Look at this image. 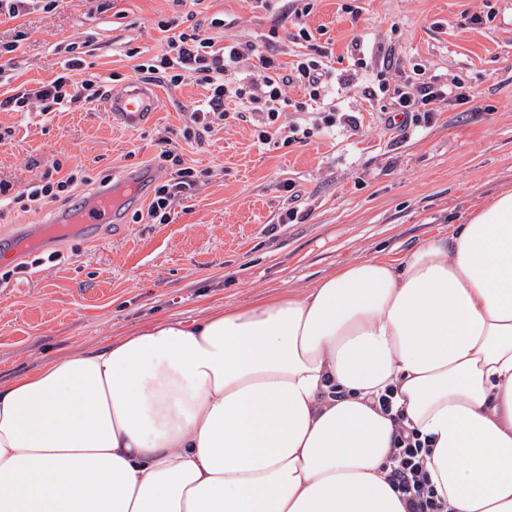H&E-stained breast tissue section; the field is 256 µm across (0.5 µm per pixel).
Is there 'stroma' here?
I'll use <instances>...</instances> for the list:
<instances>
[{"label": "stroma", "instance_id": "35a3bbf8", "mask_svg": "<svg viewBox=\"0 0 512 512\" xmlns=\"http://www.w3.org/2000/svg\"><path fill=\"white\" fill-rule=\"evenodd\" d=\"M284 9L283 0L267 12L249 0H109L100 11L95 0H61L50 12L0 16V40L17 43L13 65L0 73V96L53 80L72 43L83 59L75 81L123 86L134 81L135 65L165 51L159 22L182 23L190 13L222 19L212 31L222 41L272 38L290 63L303 47ZM306 26L314 45L330 48L336 70L348 68L350 41L360 34L389 86L417 65L474 98L438 106L430 122L400 135L380 102L365 99L358 77L331 95L337 112L359 117L358 131L291 109L287 119L313 133L282 147L261 144L247 118L226 119L200 141L183 139L191 108L207 97L191 80L159 84L154 119L135 130L113 126L102 99L56 112L36 103L0 112V182L12 188L53 165L84 176L81 195L119 183L132 168L147 175L136 192L116 198L117 223L92 238L74 224H49L51 213L71 210L69 200L0 218V243L23 252L22 268L0 263V382L48 358L105 348L151 321H190L302 292L348 263L410 253L512 189V0H314ZM164 137L194 168L196 185L173 203L170 223L153 224L142 215L168 178L158 159ZM285 183L292 192L282 191ZM290 207L302 223H280Z\"/></svg>", "mask_w": 512, "mask_h": 512}]
</instances>
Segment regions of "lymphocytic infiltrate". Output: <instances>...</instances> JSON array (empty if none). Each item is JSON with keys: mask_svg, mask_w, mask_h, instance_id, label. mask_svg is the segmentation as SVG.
<instances>
[{"mask_svg": "<svg viewBox=\"0 0 512 512\" xmlns=\"http://www.w3.org/2000/svg\"><path fill=\"white\" fill-rule=\"evenodd\" d=\"M328 56L327 50L318 48L287 67L278 60L276 50L269 44L239 40L221 45L194 23L169 38L168 49L159 61L137 64L135 70L140 75L162 79L173 87L191 79L208 88L207 99L195 106L189 116L184 138H203L212 131L215 120L226 118V103L234 102L256 116L259 142L287 144L295 141L301 131L300 125L280 120L291 104L288 86H302L310 101L317 103L330 96L336 81L347 84L352 80L348 74L336 78L334 70L326 63ZM81 65V57L73 56L67 61L65 73L37 88L0 99V109L23 112L36 101L48 112L57 106L96 101L102 95L100 84L90 79L77 83L70 76L71 71ZM386 92L393 95L388 107L401 115L400 127L404 130L430 121L432 105L448 102L463 105L470 100L469 92L461 84H438L418 70L407 76L400 87L389 88L382 79L377 86L365 89L370 99ZM159 157L166 164L169 178L155 188L147 218L165 224L171 220L174 200L192 192L196 180L194 170L185 166L171 140H164ZM78 182L77 174L57 178L47 170L37 174L12 197L0 198V207L27 211L47 202L67 199ZM394 423L392 466L387 478L404 494L407 512H448L447 503L430 484L425 472L430 456L427 440L406 426L404 414H396Z\"/></svg>", "mask_w": 512, "mask_h": 512, "instance_id": "f902f5d3", "label": "lymphocytic infiltrate"}]
</instances>
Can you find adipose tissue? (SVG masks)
<instances>
[{
    "mask_svg": "<svg viewBox=\"0 0 512 512\" xmlns=\"http://www.w3.org/2000/svg\"><path fill=\"white\" fill-rule=\"evenodd\" d=\"M389 388L450 512H512V190L408 255L0 384V512H406Z\"/></svg>",
    "mask_w": 512,
    "mask_h": 512,
    "instance_id": "adipose-tissue-1",
    "label": "adipose tissue"
}]
</instances>
